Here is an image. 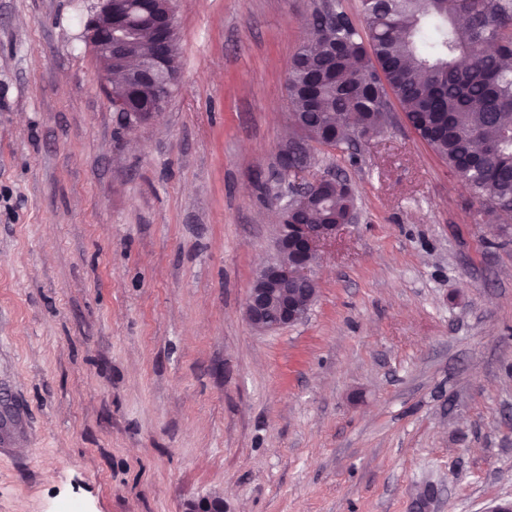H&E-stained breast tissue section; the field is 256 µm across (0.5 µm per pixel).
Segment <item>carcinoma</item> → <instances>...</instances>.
<instances>
[{
  "mask_svg": "<svg viewBox=\"0 0 512 512\" xmlns=\"http://www.w3.org/2000/svg\"><path fill=\"white\" fill-rule=\"evenodd\" d=\"M148 13L120 52L153 53L157 31L175 29L164 46L166 77L180 78L176 7L170 0H130ZM362 26L329 4L288 72L291 116L299 138L344 150L384 128L394 99L414 129L486 207L512 217V0H359ZM149 111L154 95L112 83V104ZM308 224H337L355 206L352 189L310 191L287 206Z\"/></svg>",
  "mask_w": 512,
  "mask_h": 512,
  "instance_id": "cac0c4a2",
  "label": "carcinoma"
}]
</instances>
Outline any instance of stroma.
<instances>
[{"instance_id":"stroma-1","label":"stroma","mask_w":512,"mask_h":512,"mask_svg":"<svg viewBox=\"0 0 512 512\" xmlns=\"http://www.w3.org/2000/svg\"><path fill=\"white\" fill-rule=\"evenodd\" d=\"M317 2L177 0L181 78L128 128L81 37L91 0H0V512L512 497V222L399 106L358 148H310L307 177L347 179L357 221L308 317H244ZM182 512H225L224 497L215 494L199 499L188 500L183 504Z\"/></svg>"}]
</instances>
